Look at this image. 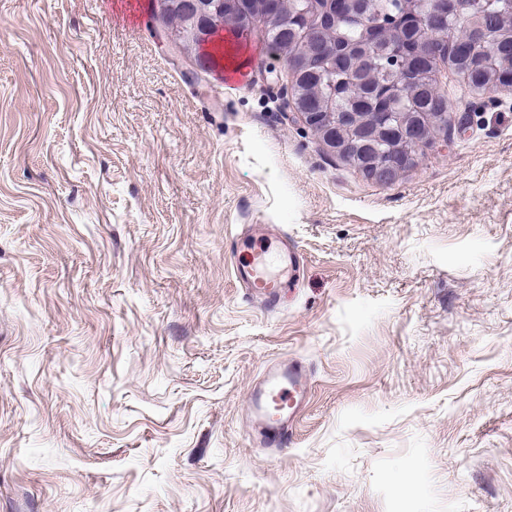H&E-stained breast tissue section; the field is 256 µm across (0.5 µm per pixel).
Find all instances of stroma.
Here are the masks:
<instances>
[{"mask_svg": "<svg viewBox=\"0 0 512 512\" xmlns=\"http://www.w3.org/2000/svg\"><path fill=\"white\" fill-rule=\"evenodd\" d=\"M0 0V512H512V87L393 184L161 47L153 0ZM303 269L267 312L237 233ZM311 395L271 454L274 364ZM309 377L302 362L288 360L270 371L264 384L251 392L249 411L260 447L281 451L294 444L298 414L310 395Z\"/></svg>", "mask_w": 512, "mask_h": 512, "instance_id": "1", "label": "stroma"}]
</instances>
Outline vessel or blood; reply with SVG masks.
<instances>
[{
  "mask_svg": "<svg viewBox=\"0 0 512 512\" xmlns=\"http://www.w3.org/2000/svg\"><path fill=\"white\" fill-rule=\"evenodd\" d=\"M269 225L254 224L243 234V245L252 246L250 262L235 269V278L249 296L268 311L277 310L281 288L287 287L284 279H269L266 270L272 263L295 269L299 256L287 242H280L277 253L264 247L270 238ZM309 371L300 361L291 360L270 371L263 383L250 394L249 410L258 430L260 447L280 451L295 442L298 415L310 395Z\"/></svg>",
  "mask_w": 512,
  "mask_h": 512,
  "instance_id": "b4317fda",
  "label": "vessel or blood"
}]
</instances>
